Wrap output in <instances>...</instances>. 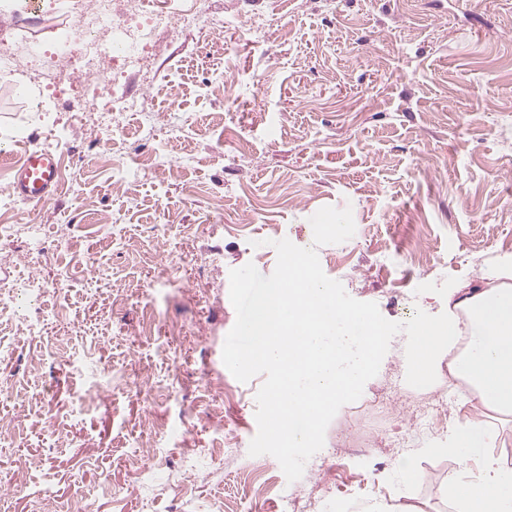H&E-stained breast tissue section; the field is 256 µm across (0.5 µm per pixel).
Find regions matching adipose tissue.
<instances>
[{
  "label": "adipose tissue",
  "instance_id": "adipose-tissue-1",
  "mask_svg": "<svg viewBox=\"0 0 512 512\" xmlns=\"http://www.w3.org/2000/svg\"><path fill=\"white\" fill-rule=\"evenodd\" d=\"M410 359L418 376L467 382L484 410V421L465 419L449 439L458 464L480 472L479 483H450L458 512H512V468L492 453L499 432L490 423L512 413V283L449 294L447 317L423 329Z\"/></svg>",
  "mask_w": 512,
  "mask_h": 512
}]
</instances>
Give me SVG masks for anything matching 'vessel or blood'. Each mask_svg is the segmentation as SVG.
<instances>
[{
	"mask_svg": "<svg viewBox=\"0 0 512 512\" xmlns=\"http://www.w3.org/2000/svg\"><path fill=\"white\" fill-rule=\"evenodd\" d=\"M60 185V161L57 153L30 149L14 168L10 192L19 200L38 205L45 202Z\"/></svg>",
	"mask_w": 512,
	"mask_h": 512,
	"instance_id": "b4317fda",
	"label": "vessel or blood"
}]
</instances>
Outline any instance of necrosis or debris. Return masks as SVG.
Wrapping results in <instances>:
<instances>
[{"label":"necrosis or debris","instance_id":"obj_1","mask_svg":"<svg viewBox=\"0 0 512 512\" xmlns=\"http://www.w3.org/2000/svg\"><path fill=\"white\" fill-rule=\"evenodd\" d=\"M70 12L74 30L64 35L53 53L34 47L29 64L47 74L54 91L71 94L77 127L90 108L118 114L142 111L139 98L108 97L102 83L114 84L141 70L162 20L198 28L204 35L215 27L205 14L177 0H70Z\"/></svg>","mask_w":512,"mask_h":512}]
</instances>
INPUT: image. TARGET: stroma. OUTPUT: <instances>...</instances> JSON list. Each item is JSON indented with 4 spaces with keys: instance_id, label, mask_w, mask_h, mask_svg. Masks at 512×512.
Segmentation results:
<instances>
[{
    "instance_id": "1",
    "label": "stroma",
    "mask_w": 512,
    "mask_h": 512,
    "mask_svg": "<svg viewBox=\"0 0 512 512\" xmlns=\"http://www.w3.org/2000/svg\"><path fill=\"white\" fill-rule=\"evenodd\" d=\"M212 2L220 30L169 25L146 78L116 86L145 114L96 112L73 133L65 106L38 109L48 89L26 64L73 25L69 0L0 9L20 62L0 72V187L32 145L64 167L51 200L0 210V242L23 224L47 238L0 255V290L45 288L39 329L0 315V417L17 421L0 512H281L287 496L313 512H451L444 436L390 445L449 389L407 384L402 332L369 381L397 386L385 434L353 429L349 403L299 480L249 454L265 377L223 363L229 274L270 275L274 241L313 246L329 278L398 323L495 283L512 265V0ZM325 206L351 208L355 233L318 247Z\"/></svg>"
}]
</instances>
